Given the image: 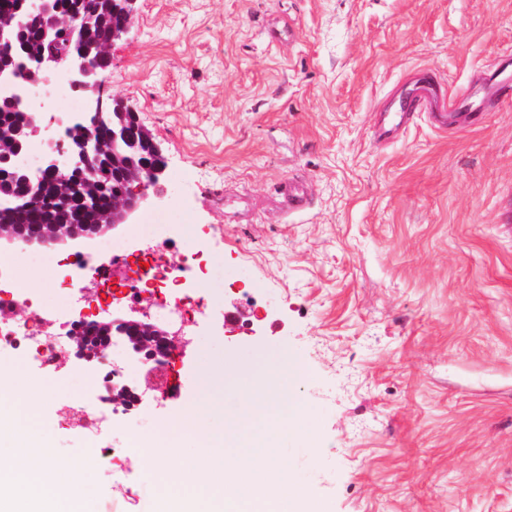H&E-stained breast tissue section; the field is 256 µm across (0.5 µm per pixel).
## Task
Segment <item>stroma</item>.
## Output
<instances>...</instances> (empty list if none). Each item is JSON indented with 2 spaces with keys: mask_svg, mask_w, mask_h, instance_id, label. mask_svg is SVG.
Returning a JSON list of instances; mask_svg holds the SVG:
<instances>
[{
  "mask_svg": "<svg viewBox=\"0 0 512 512\" xmlns=\"http://www.w3.org/2000/svg\"><path fill=\"white\" fill-rule=\"evenodd\" d=\"M512 0H137L114 41L105 90L126 100L167 160L163 197L180 233L238 281L230 328L204 318L178 364L200 406L211 363L283 352L304 369L285 388L313 413L312 438L279 460L319 512H512ZM465 86L475 125L416 115L375 137L412 81ZM306 193L288 206V186ZM95 238L54 245L60 259ZM0 235L20 283L54 302L58 263ZM59 377L36 412L62 470L94 446L60 410ZM185 414L142 402L108 439L138 457L89 474L93 512H162L144 466L151 441Z\"/></svg>",
  "mask_w": 512,
  "mask_h": 512,
  "instance_id": "stroma-1",
  "label": "stroma"
}]
</instances>
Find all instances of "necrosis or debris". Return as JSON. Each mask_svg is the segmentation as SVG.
<instances>
[{
	"label": "necrosis or debris",
	"instance_id": "1",
	"mask_svg": "<svg viewBox=\"0 0 512 512\" xmlns=\"http://www.w3.org/2000/svg\"><path fill=\"white\" fill-rule=\"evenodd\" d=\"M6 94L20 97L29 113L77 112L82 107L81 96L62 65L35 84H0V96ZM169 223V215L145 213L141 239L146 247L140 252L126 253L123 242L104 238L93 252L72 256L63 274L64 298L72 305L93 306L108 314L113 306L129 307L145 296L154 315L165 318L183 337L199 317H223L224 292L234 285L233 276L214 263L201 267L198 284L188 283L183 271L196 263L194 249L184 247L179 261L174 262L164 257L163 246L156 242L159 231ZM75 334L73 321L41 306L37 292L19 287L12 264L0 260V348L22 347L27 357L53 376L61 369ZM120 352L119 346L109 345L103 356L86 361L73 372L76 387L91 385L98 398L92 405L77 394L66 408L69 427L84 438L99 441L109 432L117 408L112 394L117 387L137 389L149 384L157 399L173 396L170 359L158 356L127 367L118 360Z\"/></svg>",
	"mask_w": 512,
	"mask_h": 512
}]
</instances>
